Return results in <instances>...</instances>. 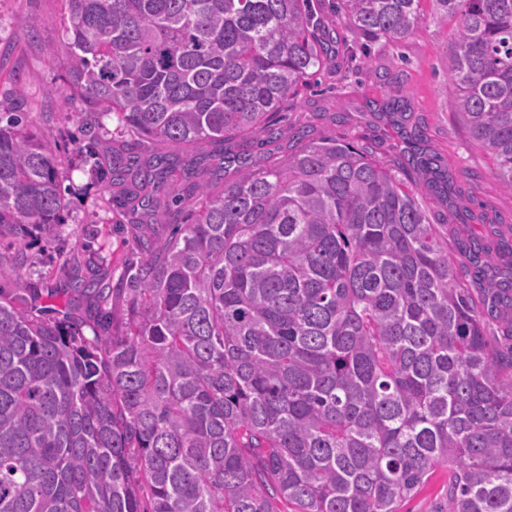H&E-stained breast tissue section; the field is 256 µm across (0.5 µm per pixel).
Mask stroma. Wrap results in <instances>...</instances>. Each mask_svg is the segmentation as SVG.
<instances>
[{"label":"stroma","mask_w":512,"mask_h":512,"mask_svg":"<svg viewBox=\"0 0 512 512\" xmlns=\"http://www.w3.org/2000/svg\"><path fill=\"white\" fill-rule=\"evenodd\" d=\"M30 19L31 28L21 25ZM61 0H0V113L23 105L31 126L64 161L63 187L68 201L64 222L54 233L20 247L11 236L0 237V287L35 282L44 292V309L61 308L57 289L83 267L86 252H94L108 283L117 284L136 257L134 227L126 210L108 205V191L91 180L81 148L97 139L106 149L120 138L109 116L89 121L77 118L76 104L63 94L65 52L49 56L45 47L61 39ZM457 27L455 18L426 13L419 28L399 44L376 42L373 61L352 73L334 59L289 107L273 115L281 129L305 128L309 140L365 145L377 159L396 165L402 152L415 150L435 157L449 182L440 185L432 174L402 172L415 188L431 223L448 241V254L458 261V276L471 283L473 270L462 263L471 239L491 250L512 244V193L493 172L490 154L470 136L448 110L449 59L447 42ZM373 102V111L363 108ZM425 123L427 136L412 139L411 130ZM24 263H15L18 252ZM400 512H448V469L438 467L430 479L400 505Z\"/></svg>","instance_id":"35a3bbf8"}]
</instances>
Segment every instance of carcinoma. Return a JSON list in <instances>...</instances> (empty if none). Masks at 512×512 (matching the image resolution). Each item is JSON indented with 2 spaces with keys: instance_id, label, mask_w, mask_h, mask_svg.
<instances>
[{
  "instance_id": "cac0c4a2",
  "label": "carcinoma",
  "mask_w": 512,
  "mask_h": 512,
  "mask_svg": "<svg viewBox=\"0 0 512 512\" xmlns=\"http://www.w3.org/2000/svg\"><path fill=\"white\" fill-rule=\"evenodd\" d=\"M425 1L458 19L448 107L512 192V0H336V24L397 44ZM62 2L66 97L136 135L86 151L138 258L119 288L71 277L60 318L0 291V512H398L440 465L450 512H512V349L488 334L512 328V250L468 254L494 268L475 300L412 187L299 128L224 181L227 144L282 139L270 117L329 45L371 52L320 29V0ZM60 169L0 113V237L62 224Z\"/></svg>"
}]
</instances>
